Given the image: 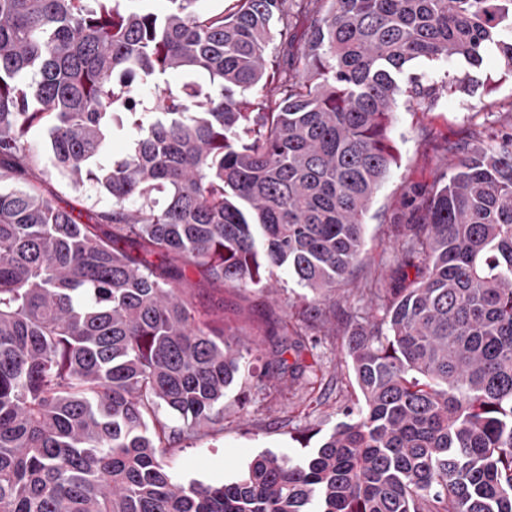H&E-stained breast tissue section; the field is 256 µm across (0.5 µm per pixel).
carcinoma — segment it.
<instances>
[{
	"mask_svg": "<svg viewBox=\"0 0 512 512\" xmlns=\"http://www.w3.org/2000/svg\"><path fill=\"white\" fill-rule=\"evenodd\" d=\"M226 2L0 0V512H512V132L454 152L390 287L365 289L381 318L344 346L347 421L228 483L167 469L224 432L258 351L196 309L192 277L263 289L285 269L327 298L396 163L398 97L437 95L409 67L458 61L460 89L491 55L512 74V0ZM37 126L111 205L48 189ZM265 337L256 393L285 408L303 379L320 400L307 328Z\"/></svg>",
	"mask_w": 512,
	"mask_h": 512,
	"instance_id": "obj_1",
	"label": "carcinoma"
}]
</instances>
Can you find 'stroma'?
Returning <instances> with one entry per match:
<instances>
[{"label":"stroma","instance_id":"35a3bbf8","mask_svg":"<svg viewBox=\"0 0 512 512\" xmlns=\"http://www.w3.org/2000/svg\"><path fill=\"white\" fill-rule=\"evenodd\" d=\"M470 90H441L433 105H417L403 96L393 113L391 137L398 161L376 192L364 218L363 248L358 264L330 299L317 301L307 289L298 287L286 270L274 276L275 292L240 290L232 286L195 289L199 309L223 317L224 324L242 343L263 335L269 322L283 315L305 321L315 339L312 352L325 370L326 391L320 402L300 404L290 410L254 401V385L272 373L271 344L244 364L240 378L224 397V431L194 441L168 459L176 477L221 484L233 480L250 461L264 451L300 457L304 449L294 440L295 429L313 427L329 433L344 421V406L356 403L361 394L343 349L356 318L371 311L364 294L366 284L388 287L397 266L396 244L405 231L408 204L415 193L436 187L449 172L451 148L474 145L492 131L512 127V76L487 58L470 73ZM39 148L42 168L51 172V188L62 201L106 204L108 198L93 184L74 188L68 176L53 171L47 138L42 129L30 135Z\"/></svg>","mask_w":512,"mask_h":512}]
</instances>
